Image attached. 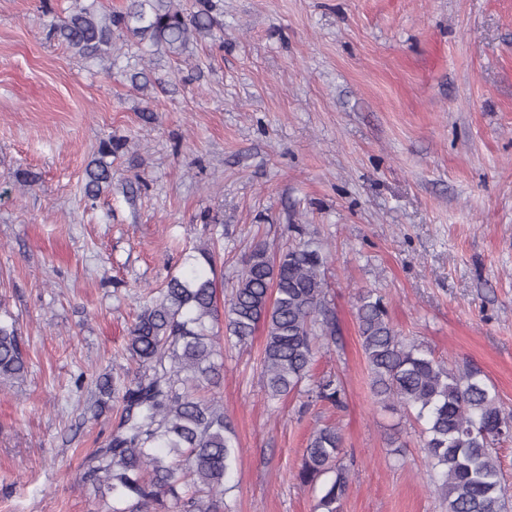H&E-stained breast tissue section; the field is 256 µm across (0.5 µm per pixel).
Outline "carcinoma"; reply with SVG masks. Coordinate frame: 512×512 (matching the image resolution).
<instances>
[{
	"label": "carcinoma",
	"instance_id": "obj_1",
	"mask_svg": "<svg viewBox=\"0 0 512 512\" xmlns=\"http://www.w3.org/2000/svg\"><path fill=\"white\" fill-rule=\"evenodd\" d=\"M97 3L90 0L52 20L48 37L81 57L103 59L112 57L115 30L177 56L191 40L213 35L211 0H198L199 9L190 13L179 0H129L125 10L107 15ZM121 148L118 140L102 143L86 172L85 197L96 199L112 186L106 158ZM330 257L310 239L279 251L255 244L221 312L215 245L205 242L185 256L182 270L147 301L129 329L127 351L141 372L122 384L106 378L98 384L100 400L120 409L119 423L89 458L82 479L112 496V512H224L225 478L239 448L224 404L199 395L223 379L221 336L246 343L263 330L267 397L279 400L297 391L311 377L317 344L336 336L325 280ZM355 319L372 393L385 407L415 410L447 512H509L512 495L492 445L512 438V413L487 377L469 365L449 368L401 336L371 290L360 294ZM27 372L16 320L0 318V380ZM310 394L336 403L343 385L323 378ZM343 456L338 428H314L296 478L313 484L334 474L318 501L321 512H340L351 483Z\"/></svg>",
	"mask_w": 512,
	"mask_h": 512
}]
</instances>
